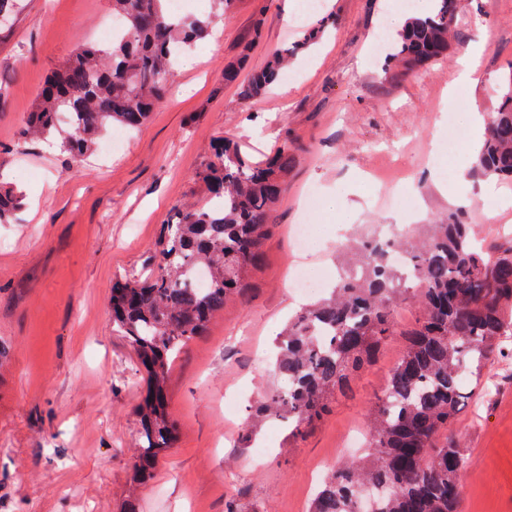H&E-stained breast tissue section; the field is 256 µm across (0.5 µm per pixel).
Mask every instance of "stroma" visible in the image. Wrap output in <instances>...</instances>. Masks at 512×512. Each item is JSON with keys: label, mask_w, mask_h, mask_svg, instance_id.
Instances as JSON below:
<instances>
[{"label": "stroma", "mask_w": 512, "mask_h": 512, "mask_svg": "<svg viewBox=\"0 0 512 512\" xmlns=\"http://www.w3.org/2000/svg\"><path fill=\"white\" fill-rule=\"evenodd\" d=\"M0 27V178L23 192L18 220L0 224V512H308L337 449L381 394L403 351L392 337L346 395L305 437L265 422L254 445L239 437L251 408L282 381L270 353L289 315L305 303L288 285L300 258L291 229L323 226L322 250L303 257L331 281L353 232L378 224H431L456 214L487 241L512 231L502 195L474 176L476 150L443 124L459 57L485 45L481 79L466 87L473 109L495 111L512 75V0H461L447 57L415 70L389 58L380 32L401 0H235L218 24L219 47L189 51L169 92L123 150L95 146L73 161L56 144L21 139L23 119L51 71L96 42L108 0H22ZM331 23L288 69L287 88L245 100L224 68L250 45L248 70L321 17ZM262 36L248 38L255 21ZM231 138L259 161L284 140L299 144L261 269L181 351L168 381L176 440L140 487L131 483L146 374L112 328L114 282L152 266L161 226L178 207L204 202L196 172ZM348 187L355 217L337 228L327 197ZM487 393L460 415L468 465L466 512H512V359L495 363Z\"/></svg>", "instance_id": "obj_1"}]
</instances>
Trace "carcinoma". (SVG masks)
<instances>
[{
	"instance_id": "carcinoma-1",
	"label": "carcinoma",
	"mask_w": 512,
	"mask_h": 512,
	"mask_svg": "<svg viewBox=\"0 0 512 512\" xmlns=\"http://www.w3.org/2000/svg\"><path fill=\"white\" fill-rule=\"evenodd\" d=\"M110 2L112 17L122 23L120 36L81 46L45 82L23 126L24 138L45 137L58 128L59 114H69L61 149L73 159L114 126L143 125L166 96L179 55L234 4L211 0L213 11L202 21L173 12L170 0ZM459 8L460 0H434L431 12L409 17L392 57L410 69L443 57ZM325 28L322 19L293 47L274 50L251 74L243 97L278 83L288 57L315 44ZM246 60L244 53L225 66L224 83H237ZM295 150L285 140L255 163L232 139L219 142L216 161L197 173L210 200L174 210L156 244V268L112 289L113 327L147 373V393L136 410L141 433L135 481L149 474L173 441L166 387L180 350L260 269L273 228L270 213L285 191ZM473 171L512 181V79L497 111L486 118ZM19 209L17 193L0 188V223ZM198 269L206 273L203 288L191 284ZM404 303L418 317L401 331L395 313ZM392 336L406 337L405 349L367 412V452L325 478L310 512H358L359 500L370 492L376 493L374 512H461L459 484L468 458L455 428L473 396L461 369L480 384L512 338V240L489 250L473 225L457 216L423 225L414 244L397 236H361L330 296L303 308L281 333L275 366L285 388L257 402L243 444L269 418L287 422L293 437L312 431Z\"/></svg>"
}]
</instances>
